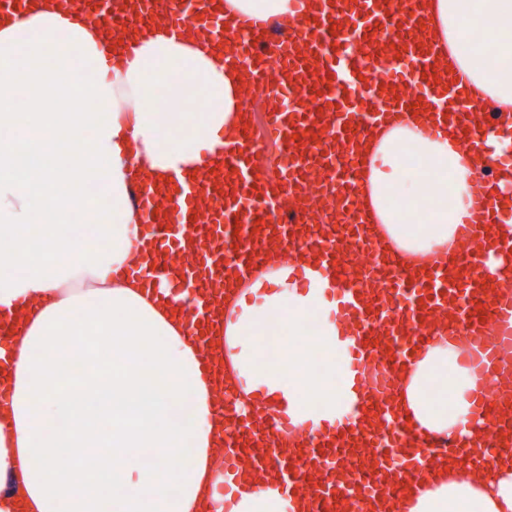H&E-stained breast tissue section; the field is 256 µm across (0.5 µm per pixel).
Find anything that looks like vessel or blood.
I'll use <instances>...</instances> for the list:
<instances>
[{
  "instance_id": "vessel-or-blood-1",
  "label": "vessel or blood",
  "mask_w": 512,
  "mask_h": 512,
  "mask_svg": "<svg viewBox=\"0 0 512 512\" xmlns=\"http://www.w3.org/2000/svg\"><path fill=\"white\" fill-rule=\"evenodd\" d=\"M63 10L109 28L113 40L135 30L167 28L177 40L200 31L215 45L232 38L229 63L265 88L264 136L240 125L196 180L171 190L133 186L142 224V261L127 276L178 271L195 289L183 315L199 357L215 375L222 397L224 483L241 463L272 478L304 512H372L373 503H397L410 485L444 459L436 439L412 428L381 386L382 372L402 369L416 348L438 330L468 340L478 363L500 361L512 345V230L480 240L472 251L438 260L426 270L405 266L380 251V284L368 287L353 265L375 243L357 206L359 156L369 132L389 114L417 107L433 136L452 135L469 155L492 159L487 132L512 141V113L472 102L465 82L442 73L438 46L420 0H297L284 30L243 16L224 21V0H59ZM292 105L281 109L282 96ZM279 145L284 164L267 177L262 154ZM319 171L324 220L300 206L305 174ZM499 180L475 183L463 238L500 225ZM502 257L508 277L488 270V252ZM323 269L336 285V311L356 338L344 351L357 400L340 425L309 426L302 440H287L286 412L237 407V386L224 378V306L215 286L251 277L269 253ZM502 346H488V329ZM378 377L368 378L369 369ZM476 425L457 460L488 466L512 462V403L490 387L473 397Z\"/></svg>"
}]
</instances>
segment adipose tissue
I'll use <instances>...</instances> for the list:
<instances>
[{"label": "adipose tissue", "instance_id": "ef3b65f1", "mask_svg": "<svg viewBox=\"0 0 512 512\" xmlns=\"http://www.w3.org/2000/svg\"><path fill=\"white\" fill-rule=\"evenodd\" d=\"M430 21L449 70L471 94L512 109V0H430ZM485 28L493 53L465 27ZM112 46L82 16L38 0L31 14L0 22V306L32 301L23 336L11 341L9 410L0 416V512H223V476L213 455L208 379L185 325L155 304L145 284L121 277L132 263L139 218L130 202L138 162L155 178L188 181L232 130L240 76L209 44L184 43L157 28L115 66ZM167 102L143 109L146 90ZM203 98L182 109L185 93ZM30 109H15L18 97ZM74 97L90 113L65 111ZM363 204L380 239L404 258L453 246L481 173L444 137L425 135L417 113L394 115L371 132L362 155ZM274 253L265 271L225 299L228 369L241 382V408L287 405L294 426L335 420L348 390L336 382L347 340L328 298L332 285ZM318 316L316 339L270 358L255 342L271 318L292 338ZM98 325L82 381L69 390V338L86 317ZM464 348L435 335L398 377L404 416L433 436L467 440L480 383ZM440 393H430V385ZM60 448L89 454L70 479L57 475ZM179 461L168 468L169 458ZM232 512H294L279 490L245 477ZM407 512H512V468L489 476L437 473L416 487Z\"/></svg>", "mask_w": 512, "mask_h": 512}]
</instances>
